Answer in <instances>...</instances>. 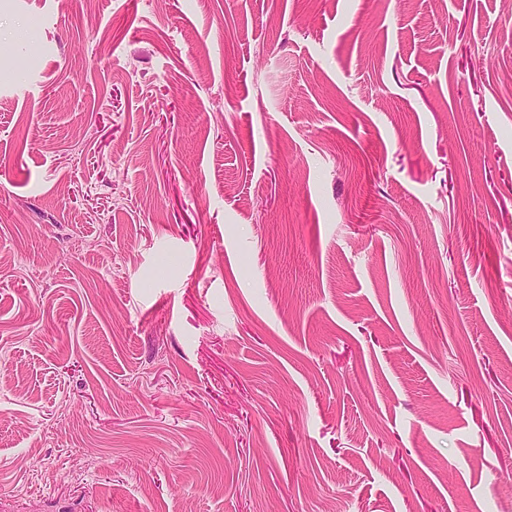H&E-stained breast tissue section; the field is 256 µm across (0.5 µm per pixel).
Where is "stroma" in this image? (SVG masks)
I'll return each mask as SVG.
<instances>
[{
    "label": "stroma",
    "instance_id": "1",
    "mask_svg": "<svg viewBox=\"0 0 512 512\" xmlns=\"http://www.w3.org/2000/svg\"><path fill=\"white\" fill-rule=\"evenodd\" d=\"M0 512H512V0H0Z\"/></svg>",
    "mask_w": 512,
    "mask_h": 512
}]
</instances>
